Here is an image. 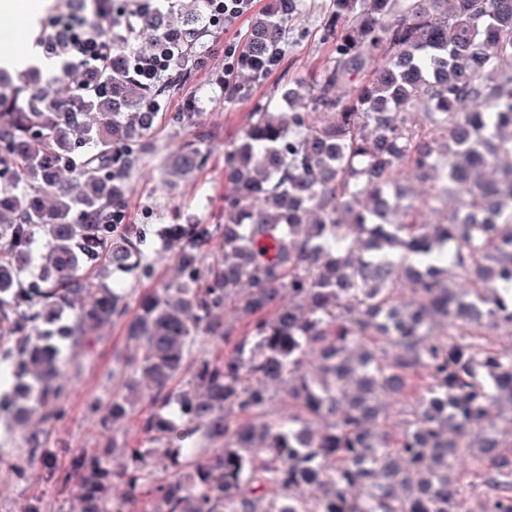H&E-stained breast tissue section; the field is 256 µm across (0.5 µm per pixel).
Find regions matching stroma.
<instances>
[{
    "instance_id": "stroma-1",
    "label": "stroma",
    "mask_w": 512,
    "mask_h": 512,
    "mask_svg": "<svg viewBox=\"0 0 512 512\" xmlns=\"http://www.w3.org/2000/svg\"><path fill=\"white\" fill-rule=\"evenodd\" d=\"M275 0H257L251 14L235 27H209L198 41L196 52L206 64L191 69L183 82L172 89L162 105L163 111L185 113L183 123L156 121L148 140L154 147L149 163L128 184L127 221L131 224H182L188 221L220 224L224 221V196L231 186L224 178L226 151L247 128L256 105L267 104L276 112L286 111L282 99L285 90L298 82L311 81L336 55V42L325 39L324 30L332 23L349 27L348 16L334 17L332 0H300L298 10L284 26L281 54L266 72L254 74L241 70L235 91L224 88V49L244 47L254 16L273 9ZM74 12L92 18L89 0H42V8L33 25L12 16L0 15V37L18 28H26V51L32 64L51 59L60 65V57H48L40 44L56 14ZM206 153L205 164L195 173L168 188L160 170L163 156L187 146ZM122 323L105 326L93 351L64 348L67 359L64 415L51 427H43L39 418L27 425H13L9 434L0 435V512H79V490L64 485L49 473L33 469L24 461L26 438L42 431V441L58 468H65L71 454L81 450L106 453L112 447H132L140 440L135 418H127L112 428L102 427L100 419L112 395L123 387L112 377V359L127 351Z\"/></svg>"
}]
</instances>
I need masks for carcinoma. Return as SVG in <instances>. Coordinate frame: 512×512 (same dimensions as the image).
Wrapping results in <instances>:
<instances>
[{
	"instance_id": "obj_1",
	"label": "carcinoma",
	"mask_w": 512,
	"mask_h": 512,
	"mask_svg": "<svg viewBox=\"0 0 512 512\" xmlns=\"http://www.w3.org/2000/svg\"><path fill=\"white\" fill-rule=\"evenodd\" d=\"M208 0H160L112 26L152 30L144 43L98 34L102 69L65 65L44 78L0 74V381L31 375L47 424L65 394L59 341L89 350L97 329L125 320L131 353L113 358L132 413L148 383L141 447L116 466L73 456L80 512H512V0H333L353 25L336 57L289 111L259 107L226 155L224 223L171 224L178 276L141 299L97 281L110 268L150 279L147 232L124 223L128 181L152 153L145 137L184 78L138 76L139 61L184 36L192 53ZM297 8L255 18L242 55L259 74L280 52ZM369 71V78L354 84ZM416 101L424 123L407 120ZM334 111L333 120L320 111ZM205 163L190 147L165 164L174 187ZM411 175L429 184L409 194ZM458 200L442 224L427 199ZM39 262L38 281L23 273ZM240 310L242 335L224 326ZM201 336L224 355L194 361ZM286 390L292 412L271 419ZM396 396L391 431L379 397ZM29 466L49 467L39 432ZM175 470L155 473L150 459ZM471 469L460 472L459 458Z\"/></svg>"
}]
</instances>
